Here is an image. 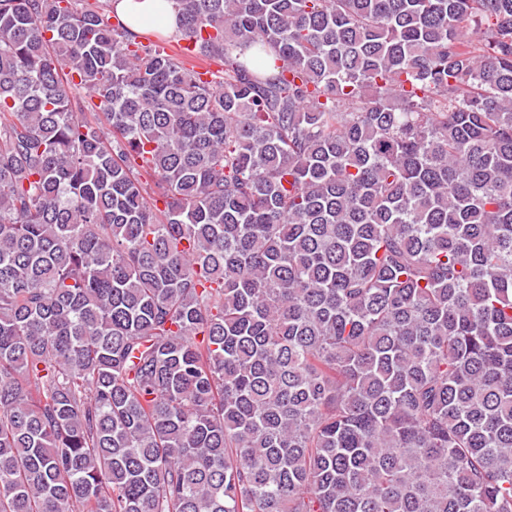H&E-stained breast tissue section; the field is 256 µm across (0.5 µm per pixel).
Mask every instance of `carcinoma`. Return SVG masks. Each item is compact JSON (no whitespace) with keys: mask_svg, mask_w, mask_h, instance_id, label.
I'll use <instances>...</instances> for the list:
<instances>
[{"mask_svg":"<svg viewBox=\"0 0 512 512\" xmlns=\"http://www.w3.org/2000/svg\"><path fill=\"white\" fill-rule=\"evenodd\" d=\"M178 2L0 0V512H512V0ZM115 1V2H114ZM113 1V13L115 20L119 21L123 25H126L130 30L135 32L142 31L136 23L138 19L142 17H152L161 13V29L164 33L169 35H176L179 33L181 19L180 11L176 0H114ZM163 2V3H159ZM104 5V15L108 18L109 23L115 24L116 21L113 19L112 14V2H102Z\"/></svg>","mask_w":512,"mask_h":512,"instance_id":"carcinoma-1","label":"carcinoma"}]
</instances>
